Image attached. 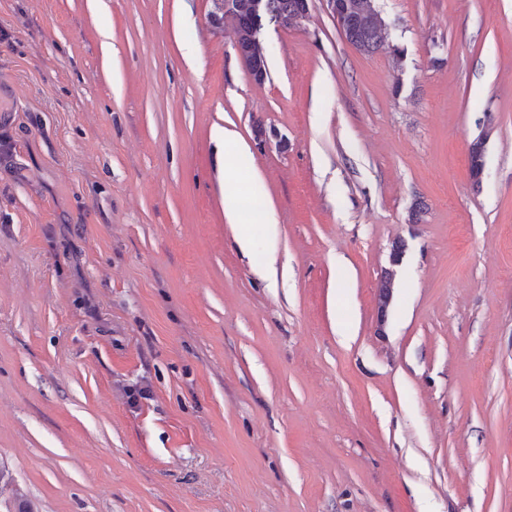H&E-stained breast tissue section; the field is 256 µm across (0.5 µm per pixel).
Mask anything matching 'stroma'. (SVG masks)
<instances>
[{
    "label": "stroma",
    "mask_w": 512,
    "mask_h": 512,
    "mask_svg": "<svg viewBox=\"0 0 512 512\" xmlns=\"http://www.w3.org/2000/svg\"><path fill=\"white\" fill-rule=\"evenodd\" d=\"M309 6L258 83L214 0H0V469L34 512H512V0H376L370 55ZM228 192L274 241L239 250Z\"/></svg>",
    "instance_id": "stroma-1"
}]
</instances>
